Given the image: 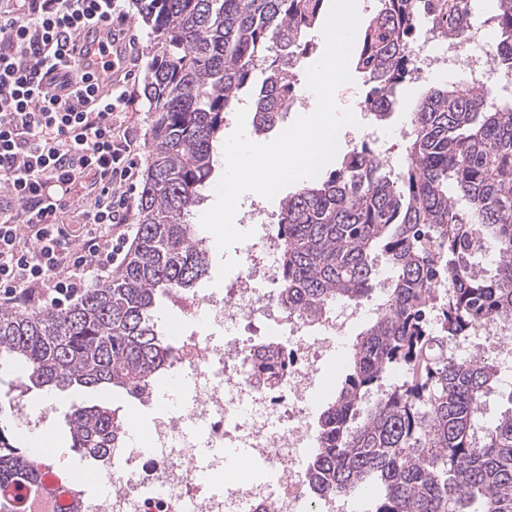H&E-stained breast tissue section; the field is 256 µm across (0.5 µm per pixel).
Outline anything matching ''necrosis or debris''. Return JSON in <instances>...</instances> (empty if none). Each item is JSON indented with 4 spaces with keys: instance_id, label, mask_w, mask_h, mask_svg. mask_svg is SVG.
<instances>
[{
    "instance_id": "necrosis-or-debris-1",
    "label": "necrosis or debris",
    "mask_w": 512,
    "mask_h": 512,
    "mask_svg": "<svg viewBox=\"0 0 512 512\" xmlns=\"http://www.w3.org/2000/svg\"><path fill=\"white\" fill-rule=\"evenodd\" d=\"M495 31L488 23L435 55L415 45V75L430 78L455 62L469 87L497 92ZM241 221L255 234L238 250L239 265L221 293L191 291L172 297L180 317L171 332L174 359L167 376L188 380L179 407H157L153 394L137 395L150 420L144 442L128 428L115 451L94 464L105 489L88 494L81 512H344L339 500L315 495L304 461L312 439L313 396L336 340L361 313L336 305L317 315L288 312L279 291L276 215L259 202L245 205ZM454 354L494 353L512 360V333L483 325L457 340ZM203 448H245L264 474H226L224 460L198 470Z\"/></svg>"
}]
</instances>
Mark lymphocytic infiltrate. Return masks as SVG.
<instances>
[{
  "mask_svg": "<svg viewBox=\"0 0 512 512\" xmlns=\"http://www.w3.org/2000/svg\"><path fill=\"white\" fill-rule=\"evenodd\" d=\"M118 0H0V306L62 308L116 262L140 150L70 48L93 27L126 39Z\"/></svg>",
  "mask_w": 512,
  "mask_h": 512,
  "instance_id": "f902f5d3",
  "label": "lymphocytic infiltrate"
}]
</instances>
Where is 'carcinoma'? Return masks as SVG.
Wrapping results in <instances>:
<instances>
[{"instance_id":"obj_1","label":"carcinoma","mask_w":512,"mask_h":512,"mask_svg":"<svg viewBox=\"0 0 512 512\" xmlns=\"http://www.w3.org/2000/svg\"><path fill=\"white\" fill-rule=\"evenodd\" d=\"M155 36L143 79L154 119L139 200L138 237L122 266L63 311L0 307V364L25 361L24 397L71 388L125 394L154 388L172 360L161 302L208 274V240L189 222L217 164L224 119L251 98L254 127L275 128L296 96L308 31L326 0H135ZM438 38L476 25L461 0H378L352 63L384 119L414 71L420 18ZM497 66L512 71V0L493 15ZM264 73L261 84L252 74ZM280 289L309 314L358 304L375 289V253L391 271L384 307L354 345L344 382L320 412L306 474L321 493L373 489L366 512H512V410L483 418L499 389V362L461 359L448 342L480 322L512 327V105L437 84L415 107L398 177L369 144L285 197L279 210ZM448 275V292L433 296ZM436 315L437 331L425 318ZM403 369L399 382L389 372ZM71 448L102 458L122 424L106 400L64 416ZM0 424V512H26L39 458Z\"/></svg>"}]
</instances>
